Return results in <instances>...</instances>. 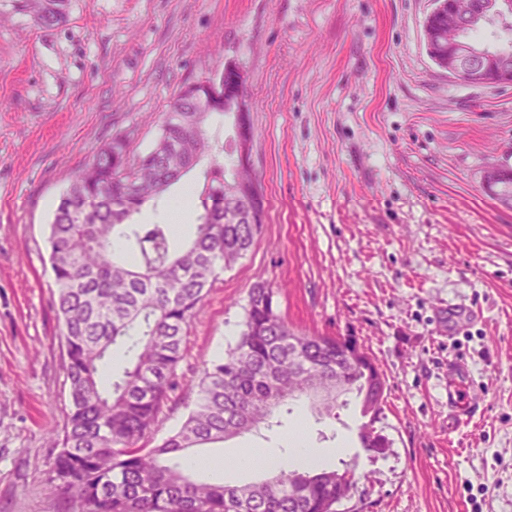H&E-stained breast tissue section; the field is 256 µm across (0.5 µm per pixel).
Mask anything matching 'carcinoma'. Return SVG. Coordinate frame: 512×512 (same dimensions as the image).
<instances>
[{
    "mask_svg": "<svg viewBox=\"0 0 512 512\" xmlns=\"http://www.w3.org/2000/svg\"><path fill=\"white\" fill-rule=\"evenodd\" d=\"M36 23L63 25L70 0H26ZM211 106L201 85L185 87L163 113L153 148L130 155L114 136L61 197L48 237L58 318L66 352L69 412L48 484L67 496L69 512H337L354 473L327 464L292 462L261 482L241 485L196 478L180 458L270 424L275 413L308 399L318 414L348 405L353 394L366 422L362 447L381 450L376 433L385 380L350 336H309L291 328L276 291L251 288L234 347L211 362L180 427L160 443L148 436L183 357V336L221 271L244 256L262 224H226L238 198L215 160L204 171L202 212L192 238L174 245L167 224H131L130 216L159 198L211 154ZM123 350L124 368L100 383V369Z\"/></svg>",
    "mask_w": 512,
    "mask_h": 512,
    "instance_id": "obj_1",
    "label": "carcinoma"
}]
</instances>
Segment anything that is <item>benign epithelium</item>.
<instances>
[{"label": "benign epithelium", "mask_w": 512, "mask_h": 512, "mask_svg": "<svg viewBox=\"0 0 512 512\" xmlns=\"http://www.w3.org/2000/svg\"><path fill=\"white\" fill-rule=\"evenodd\" d=\"M454 0H433L434 7L427 15L424 25V45L432 52L434 64L448 73L470 84H484L492 79L498 84L512 85V63L497 56L488 55L484 50L464 36L449 43L447 53L439 52L443 42L439 37L437 20L453 10ZM472 14L461 23V27H475L491 18H504L508 8L506 0H474ZM243 80L240 66L229 61L222 71L206 80L212 88V95L222 96L224 110L236 113V143L238 164L249 163V146L251 141L250 105L237 91ZM487 189L495 196L512 200V181L501 170H493L486 178Z\"/></svg>", "instance_id": "obj_1"}]
</instances>
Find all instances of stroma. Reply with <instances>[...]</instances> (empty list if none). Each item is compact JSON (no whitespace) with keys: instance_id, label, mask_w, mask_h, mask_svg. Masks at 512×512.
Segmentation results:
<instances>
[{"instance_id":"obj_1","label":"stroma","mask_w":512,"mask_h":512,"mask_svg":"<svg viewBox=\"0 0 512 512\" xmlns=\"http://www.w3.org/2000/svg\"><path fill=\"white\" fill-rule=\"evenodd\" d=\"M432 0H70L35 25L0 0V512H65L47 485L69 409L48 235L74 177L113 136L151 149L187 85L236 62L251 103L263 226L207 292L152 428L168 436L206 366L235 345L265 282L311 335L353 336L386 381L362 447L357 400L301 404L281 426L194 449L203 479L240 484L242 448L281 457L303 430L356 483L340 512H512V204L485 176L512 169V86L471 85L429 58ZM192 170L133 223L164 221ZM478 408L448 429V361ZM347 450L337 454L339 440Z\"/></svg>"}]
</instances>
